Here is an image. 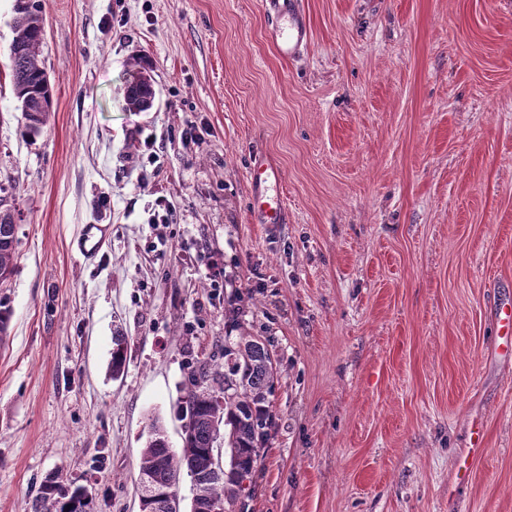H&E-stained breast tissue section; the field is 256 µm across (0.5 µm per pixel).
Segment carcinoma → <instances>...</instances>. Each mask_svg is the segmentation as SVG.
Listing matches in <instances>:
<instances>
[{"instance_id": "obj_1", "label": "carcinoma", "mask_w": 512, "mask_h": 512, "mask_svg": "<svg viewBox=\"0 0 512 512\" xmlns=\"http://www.w3.org/2000/svg\"><path fill=\"white\" fill-rule=\"evenodd\" d=\"M14 37L10 53L13 95L22 112L25 127L39 133L48 122L52 88L46 83V69L39 58L43 37L40 0H16ZM155 89L151 77L138 72L137 81L125 92L128 109L146 112L153 107ZM0 186V281H6L16 266L18 227L15 209ZM126 338H114L112 375L121 373L126 362ZM268 339L243 334L238 339L224 337V372L205 363L190 367L189 387L182 401V446L170 448L159 420L148 426L138 474L152 476L154 488L143 501L140 512H173L170 495L181 475L201 486L209 512H248L244 502L243 480H252L274 426L272 397L278 379V363ZM231 438L230 448L241 458L243 474L224 476L214 468L217 429ZM34 512H92V500L83 487L62 491L53 479L42 484Z\"/></svg>"}]
</instances>
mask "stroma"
<instances>
[{"label":"stroma","mask_w":512,"mask_h":512,"mask_svg":"<svg viewBox=\"0 0 512 512\" xmlns=\"http://www.w3.org/2000/svg\"><path fill=\"white\" fill-rule=\"evenodd\" d=\"M304 3L311 43L285 61L262 0H42L53 108L30 137L0 0L20 214L0 512H33L50 476L138 512L144 427L180 448L189 368L223 363L237 309L279 361L250 512H512V0ZM142 59L156 97L133 112ZM257 157L287 223L251 217ZM87 224L111 228L92 265ZM475 420L485 451L455 488ZM497 348L506 353L509 349L510 341L512 345V309H499L497 312Z\"/></svg>","instance_id":"1"}]
</instances>
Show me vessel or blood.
I'll list each match as a JSON object with an SVG mask.
<instances>
[{
	"instance_id": "obj_1",
	"label": "vessel or blood",
	"mask_w": 512,
	"mask_h": 512,
	"mask_svg": "<svg viewBox=\"0 0 512 512\" xmlns=\"http://www.w3.org/2000/svg\"><path fill=\"white\" fill-rule=\"evenodd\" d=\"M264 9L268 17L267 38L277 54L284 59L298 57L311 40V28L302 0H264ZM248 178L252 185L251 214L255 223H286L288 213L279 196L278 173L259 159L251 166ZM108 238L107 225L88 224L79 235L75 249L80 257L89 260L99 254ZM497 324V348L502 352L508 351L512 348V309H499ZM484 446L482 426L472 425L468 461L458 469L457 480H465L469 460L481 457Z\"/></svg>"
}]
</instances>
